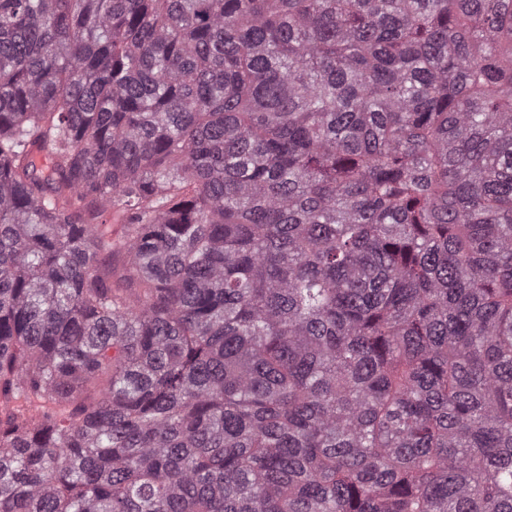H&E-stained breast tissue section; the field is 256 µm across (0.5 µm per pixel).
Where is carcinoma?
<instances>
[{
	"label": "carcinoma",
	"mask_w": 512,
	"mask_h": 512,
	"mask_svg": "<svg viewBox=\"0 0 512 512\" xmlns=\"http://www.w3.org/2000/svg\"><path fill=\"white\" fill-rule=\"evenodd\" d=\"M0 512H512V0H0Z\"/></svg>",
	"instance_id": "carcinoma-1"
}]
</instances>
